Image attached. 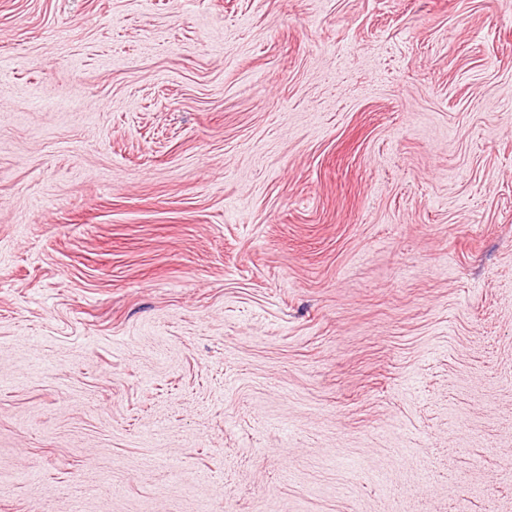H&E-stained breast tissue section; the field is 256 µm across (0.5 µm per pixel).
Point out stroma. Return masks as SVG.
<instances>
[{
	"label": "stroma",
	"mask_w": 512,
	"mask_h": 512,
	"mask_svg": "<svg viewBox=\"0 0 512 512\" xmlns=\"http://www.w3.org/2000/svg\"><path fill=\"white\" fill-rule=\"evenodd\" d=\"M0 512H512V0H0Z\"/></svg>",
	"instance_id": "35a3bbf8"
}]
</instances>
